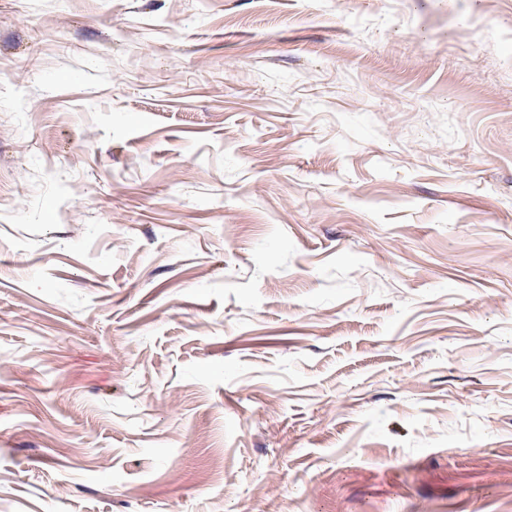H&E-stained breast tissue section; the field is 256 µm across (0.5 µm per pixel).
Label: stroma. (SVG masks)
Listing matches in <instances>:
<instances>
[{
	"label": "stroma",
	"instance_id": "1",
	"mask_svg": "<svg viewBox=\"0 0 512 512\" xmlns=\"http://www.w3.org/2000/svg\"><path fill=\"white\" fill-rule=\"evenodd\" d=\"M0 512H512V0H0Z\"/></svg>",
	"mask_w": 512,
	"mask_h": 512
}]
</instances>
